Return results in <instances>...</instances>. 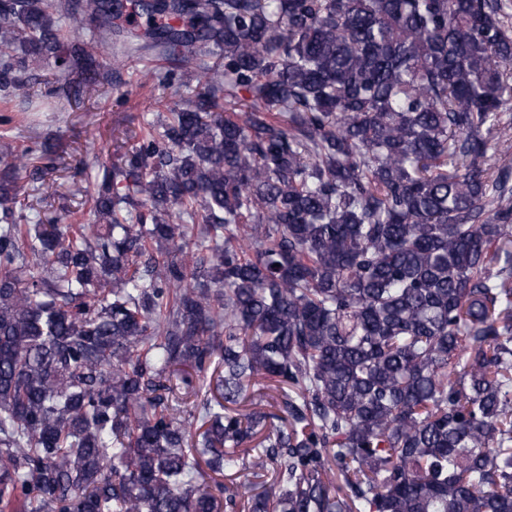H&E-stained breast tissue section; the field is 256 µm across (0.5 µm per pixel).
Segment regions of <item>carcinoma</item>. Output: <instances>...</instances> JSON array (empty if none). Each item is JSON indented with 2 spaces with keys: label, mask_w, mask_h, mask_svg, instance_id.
<instances>
[{
  "label": "carcinoma",
  "mask_w": 512,
  "mask_h": 512,
  "mask_svg": "<svg viewBox=\"0 0 512 512\" xmlns=\"http://www.w3.org/2000/svg\"><path fill=\"white\" fill-rule=\"evenodd\" d=\"M505 9L78 0L66 42L48 0H0L6 94L118 70L127 14L176 65L157 86L199 70L194 106L102 166L94 224L21 223L32 157L0 145V504L235 508L204 457L278 472L248 512H512Z\"/></svg>",
  "instance_id": "cac0c4a2"
}]
</instances>
